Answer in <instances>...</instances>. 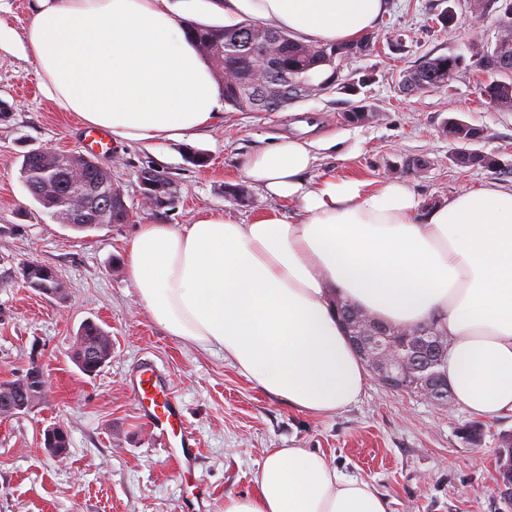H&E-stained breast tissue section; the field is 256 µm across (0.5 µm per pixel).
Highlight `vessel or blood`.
Returning a JSON list of instances; mask_svg holds the SVG:
<instances>
[{
  "instance_id": "b4317fda",
  "label": "vessel or blood",
  "mask_w": 512,
  "mask_h": 512,
  "mask_svg": "<svg viewBox=\"0 0 512 512\" xmlns=\"http://www.w3.org/2000/svg\"><path fill=\"white\" fill-rule=\"evenodd\" d=\"M138 402V414L149 429L160 439L168 460L176 466L195 463L197 442L189 432L179 439L169 437L175 423L183 419V409L173 395L165 378L153 364H142L130 380Z\"/></svg>"
}]
</instances>
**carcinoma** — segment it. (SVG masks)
I'll list each match as a JSON object with an SVG mask.
<instances>
[{
  "mask_svg": "<svg viewBox=\"0 0 512 512\" xmlns=\"http://www.w3.org/2000/svg\"><path fill=\"white\" fill-rule=\"evenodd\" d=\"M191 42L204 56L224 87V104L238 112H278L294 102L285 98L271 109L261 101L243 91L246 84L256 86L266 82V75H255L258 56L254 46L266 42L271 32L277 39L268 43L270 58L262 60V69L269 63L279 61L288 72V83L301 88V98L316 95L330 87L328 80L340 64L362 56L372 48L373 36L367 34L351 43L310 44L292 38L288 33L270 29L253 21L230 26H210L193 22L183 23ZM464 64L461 56H427L420 65L402 74L401 91L407 95L422 89H438L448 82ZM501 76L510 78L506 84L493 79L483 84L481 92L490 104L502 111H512V45L498 52ZM452 140L467 143L478 135V129L461 124L453 129L443 127ZM454 162L461 167L489 166V162L478 153H457ZM68 167L56 163L43 150H31L23 155L20 177L31 197L53 218L62 220L76 215L87 204L97 208L95 220L99 224H120L127 214L112 211L103 203V198L122 196L112 183V174L96 160L85 155L68 158ZM77 336L89 346L107 341L108 333L99 325L90 328V323L81 325ZM29 391L26 379L0 382V407L12 403L22 392Z\"/></svg>",
  "mask_w": 512,
  "mask_h": 512,
  "instance_id": "cac0c4a2",
  "label": "carcinoma"
}]
</instances>
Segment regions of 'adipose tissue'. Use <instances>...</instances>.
<instances>
[{
	"mask_svg": "<svg viewBox=\"0 0 512 512\" xmlns=\"http://www.w3.org/2000/svg\"><path fill=\"white\" fill-rule=\"evenodd\" d=\"M387 0H36L27 49L57 106L145 146L202 135L224 90L180 21L206 12L251 19L304 41L373 30ZM312 145L288 139L244 172L301 202L243 224L207 213L143 224L123 248L150 318L184 344L223 352L288 405L326 415L356 402L366 373L336 320L333 295L384 322H432L451 341L448 383L480 417L512 413V189L498 183L429 206L403 182H303ZM224 512H388L365 481L306 448H278L254 489Z\"/></svg>",
	"mask_w": 512,
	"mask_h": 512,
	"instance_id": "obj_1",
	"label": "adipose tissue"
}]
</instances>
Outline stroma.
<instances>
[{
  "label": "stroma",
  "instance_id": "1",
  "mask_svg": "<svg viewBox=\"0 0 512 512\" xmlns=\"http://www.w3.org/2000/svg\"><path fill=\"white\" fill-rule=\"evenodd\" d=\"M36 0H0V24L14 30L0 44V382L25 375L38 361L45 398L0 418V512H181L195 488L209 491L207 512H224V498L251 492L254 476L275 448H307L344 474L368 482L388 512H512L498 483V437L512 432V415L483 419V440L459 430L474 414L456 399L436 406L423 397L385 390L368 377L358 402L329 416L308 414L267 394L239 374L223 353L182 344L154 323L137 302L123 262L125 242L139 225L191 224L207 212H229L252 223L275 211L293 215L296 200L251 187L242 206L226 186L246 183L244 163L286 136L316 142L306 179L358 177L407 183L426 203L495 181L512 188V112L488 106L480 87L489 73L470 66L442 89L407 95L404 71L428 55H469L467 0H388L373 29V46L345 61L332 87L278 112L224 108L205 135L153 147L116 141L99 162L123 190L129 218L76 231L53 220L20 179L24 152L84 150L83 125L43 93L23 46ZM363 105L374 121L350 124L343 115ZM456 118L480 128L469 150L497 159L496 168H463L442 128ZM208 158L188 162L189 151ZM427 168L408 173L407 160ZM152 167L180 187L174 207L153 211L140 199L139 173ZM35 260L53 267L64 285L51 298L26 286L21 268ZM112 338V358L94 375L73 363V337L85 321ZM171 381L186 425L199 442L196 465L167 466L156 437L140 419L128 381L142 363ZM61 424L67 455L52 458L43 430Z\"/></svg>",
  "mask_w": 512,
  "mask_h": 512
}]
</instances>
